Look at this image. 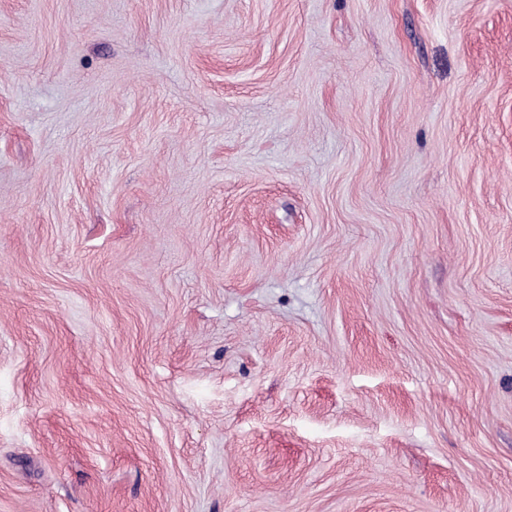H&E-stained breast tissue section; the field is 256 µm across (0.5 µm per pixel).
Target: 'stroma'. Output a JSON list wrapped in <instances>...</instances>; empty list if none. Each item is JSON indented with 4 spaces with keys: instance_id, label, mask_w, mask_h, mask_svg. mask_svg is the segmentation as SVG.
Here are the masks:
<instances>
[{
    "instance_id": "obj_1",
    "label": "stroma",
    "mask_w": 512,
    "mask_h": 512,
    "mask_svg": "<svg viewBox=\"0 0 512 512\" xmlns=\"http://www.w3.org/2000/svg\"><path fill=\"white\" fill-rule=\"evenodd\" d=\"M0 512H512V0H0Z\"/></svg>"
}]
</instances>
